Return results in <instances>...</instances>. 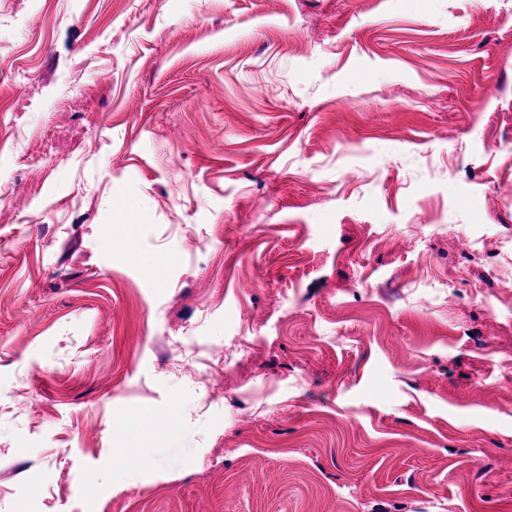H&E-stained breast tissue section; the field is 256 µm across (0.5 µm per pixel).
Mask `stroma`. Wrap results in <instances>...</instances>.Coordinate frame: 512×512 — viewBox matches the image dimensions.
Masks as SVG:
<instances>
[{
	"instance_id": "35a3bbf8",
	"label": "stroma",
	"mask_w": 512,
	"mask_h": 512,
	"mask_svg": "<svg viewBox=\"0 0 512 512\" xmlns=\"http://www.w3.org/2000/svg\"><path fill=\"white\" fill-rule=\"evenodd\" d=\"M0 512H512V0H0Z\"/></svg>"
}]
</instances>
